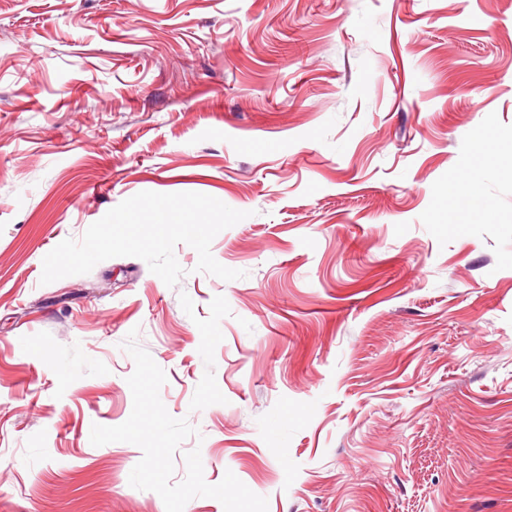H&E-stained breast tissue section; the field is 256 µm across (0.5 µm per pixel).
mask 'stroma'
I'll return each instance as SVG.
<instances>
[{"label":"stroma","mask_w":512,"mask_h":512,"mask_svg":"<svg viewBox=\"0 0 512 512\" xmlns=\"http://www.w3.org/2000/svg\"><path fill=\"white\" fill-rule=\"evenodd\" d=\"M0 507L512 512V0H0Z\"/></svg>","instance_id":"obj_1"}]
</instances>
